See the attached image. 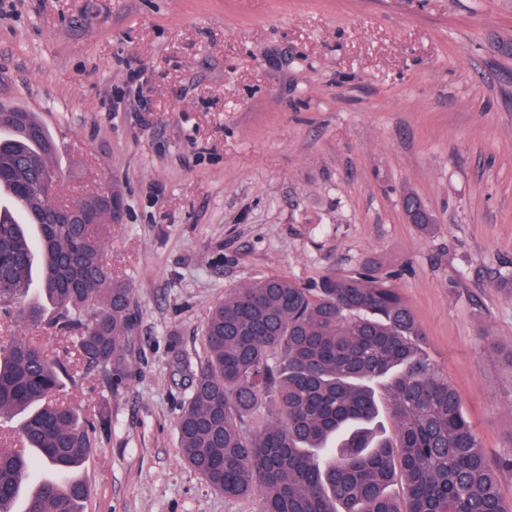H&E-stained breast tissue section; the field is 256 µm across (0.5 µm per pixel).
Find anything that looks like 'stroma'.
Returning a JSON list of instances; mask_svg holds the SVG:
<instances>
[{
    "label": "stroma",
    "instance_id": "stroma-1",
    "mask_svg": "<svg viewBox=\"0 0 512 512\" xmlns=\"http://www.w3.org/2000/svg\"><path fill=\"white\" fill-rule=\"evenodd\" d=\"M1 100L52 132L60 197L124 195L105 258L142 373L60 393L112 422L84 512H260L182 460L169 340L198 361L235 289L368 261L398 271L490 462L512 455V0H0Z\"/></svg>",
    "mask_w": 512,
    "mask_h": 512
}]
</instances>
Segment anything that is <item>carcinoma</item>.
<instances>
[{
  "label": "carcinoma",
  "mask_w": 512,
  "mask_h": 512,
  "mask_svg": "<svg viewBox=\"0 0 512 512\" xmlns=\"http://www.w3.org/2000/svg\"><path fill=\"white\" fill-rule=\"evenodd\" d=\"M0 129V187L38 216L33 234L0 206V313L22 308L37 269L29 326L73 334L64 359L32 336L0 341V420L25 414L20 446L0 448V512H15L37 463L54 478L37 482L22 512H83L89 488L72 472L109 420H81L58 392L77 369L104 374L115 390L141 373L133 288L104 261L103 229L123 191L112 181L71 201L79 221L61 223L51 131L2 102ZM391 279L373 262L312 287L267 276L213 306L197 366L172 342V377L187 390L180 452L211 488L229 499L254 493L260 512H512L500 492L512 456L487 459L458 391L422 356L420 328ZM383 378L393 441L369 427L372 383ZM342 432L331 455L308 453ZM396 481L400 500L387 493Z\"/></svg>",
  "instance_id": "carcinoma-1"
}]
</instances>
